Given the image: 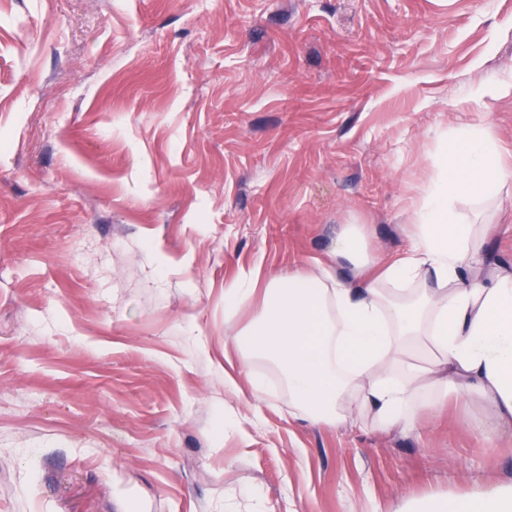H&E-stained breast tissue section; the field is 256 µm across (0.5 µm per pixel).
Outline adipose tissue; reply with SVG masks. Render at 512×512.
I'll return each instance as SVG.
<instances>
[{
	"mask_svg": "<svg viewBox=\"0 0 512 512\" xmlns=\"http://www.w3.org/2000/svg\"><path fill=\"white\" fill-rule=\"evenodd\" d=\"M499 139L485 127L442 139L414 211L412 246L388 260L362 228L344 225L328 261L224 290V314L252 311L232 340L236 373L264 398L258 362L272 363L307 421L331 428L371 417L412 432L438 401L478 400L512 424V267L485 261L512 184ZM470 207L469 215L457 210ZM392 512H512V481L470 485L457 501L397 498Z\"/></svg>",
	"mask_w": 512,
	"mask_h": 512,
	"instance_id": "1",
	"label": "adipose tissue"
}]
</instances>
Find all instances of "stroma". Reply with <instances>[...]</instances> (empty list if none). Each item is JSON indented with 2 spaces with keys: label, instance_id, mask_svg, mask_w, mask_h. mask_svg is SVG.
Instances as JSON below:
<instances>
[{
  "label": "stroma",
  "instance_id": "1",
  "mask_svg": "<svg viewBox=\"0 0 512 512\" xmlns=\"http://www.w3.org/2000/svg\"><path fill=\"white\" fill-rule=\"evenodd\" d=\"M512 0H0V512H389L512 480V425L449 397L420 433L260 411L224 287L388 258L451 128L512 159Z\"/></svg>",
  "mask_w": 512,
  "mask_h": 512
}]
</instances>
